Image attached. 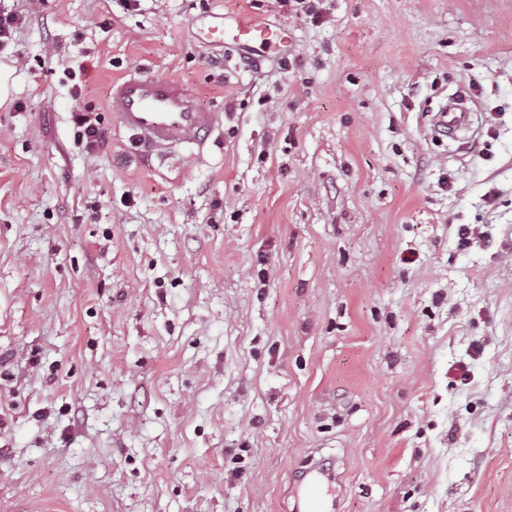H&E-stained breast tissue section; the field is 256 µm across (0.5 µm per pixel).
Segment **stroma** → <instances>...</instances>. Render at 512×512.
Wrapping results in <instances>:
<instances>
[{"label":"stroma","mask_w":512,"mask_h":512,"mask_svg":"<svg viewBox=\"0 0 512 512\" xmlns=\"http://www.w3.org/2000/svg\"><path fill=\"white\" fill-rule=\"evenodd\" d=\"M0 11V512H292L316 463L340 512H512V0ZM139 71L221 112L207 150L145 165ZM281 29L266 24H241L235 29V38L240 46L252 43L271 45L279 38ZM473 114L472 108L464 101L451 99L433 116L434 129L443 135L459 139L461 133L471 129ZM91 112L77 110L73 113L74 124L81 128V142H85L86 146L94 147L102 137V133L96 119L92 118Z\"/></svg>","instance_id":"stroma-1"}]
</instances>
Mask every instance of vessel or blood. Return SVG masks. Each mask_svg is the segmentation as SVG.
<instances>
[{
	"label": "vessel or blood",
	"instance_id": "b4317fda",
	"mask_svg": "<svg viewBox=\"0 0 512 512\" xmlns=\"http://www.w3.org/2000/svg\"><path fill=\"white\" fill-rule=\"evenodd\" d=\"M277 27L242 24L235 30L239 45L272 44L279 38ZM109 110L135 139L137 149L160 156L184 149H204L221 124V115L204 107L196 93L177 80L138 73L112 86ZM473 110L453 99L435 113V130L449 137L469 132ZM336 499L322 491L317 468L305 471L294 493L293 512H338Z\"/></svg>",
	"mask_w": 512,
	"mask_h": 512
}]
</instances>
